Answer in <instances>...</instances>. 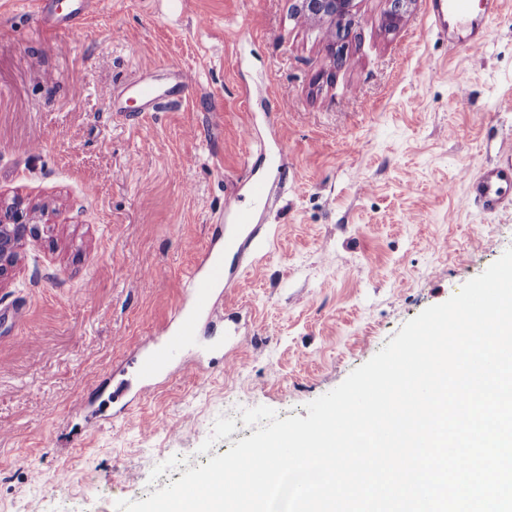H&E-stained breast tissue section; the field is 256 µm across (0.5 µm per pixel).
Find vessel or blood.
<instances>
[{"mask_svg":"<svg viewBox=\"0 0 512 512\" xmlns=\"http://www.w3.org/2000/svg\"><path fill=\"white\" fill-rule=\"evenodd\" d=\"M96 0H70L66 9H59L56 0H30V9L40 19L50 24L73 28L83 24L93 11ZM471 0H430L429 13L435 25L442 30L452 27L465 29L467 47L481 50L485 33L472 20ZM143 106L159 110L173 101L175 88L160 89L156 80L141 77L128 86ZM512 184V162L489 170L473 184L476 201L483 209H495L501 203L504 185ZM250 207H243L237 199H229L225 208L235 221L217 225L212 241L201 254L189 273L186 299L153 347L138 360V373L142 379L134 396L141 399L152 392V382L180 364L186 354L192 353L201 360H215L232 368L234 357L224 343L202 336L201 324L216 317L217 305L240 279V263L247 251L256 249L260 242V227L256 216L267 202L269 185L266 180L253 179L248 184Z\"/></svg>","mask_w":512,"mask_h":512,"instance_id":"b4317fda","label":"vessel or blood"}]
</instances>
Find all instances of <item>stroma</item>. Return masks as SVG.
<instances>
[{
    "label": "stroma",
    "instance_id": "35a3bbf8",
    "mask_svg": "<svg viewBox=\"0 0 512 512\" xmlns=\"http://www.w3.org/2000/svg\"><path fill=\"white\" fill-rule=\"evenodd\" d=\"M300 0H98L80 27L0 0V204L38 233L0 276V512H115L250 437L242 410L307 417L410 319L512 248V193L470 178L512 154V0L480 52L354 0L345 62ZM193 80L159 112L120 93ZM251 136H244V128ZM266 242L241 272L239 364L160 380L127 417L112 388L173 315L183 278L249 203ZM503 184H512V162L505 167L488 170L472 187L476 201L485 210H493L501 203Z\"/></svg>",
    "mask_w": 512,
    "mask_h": 512
}]
</instances>
